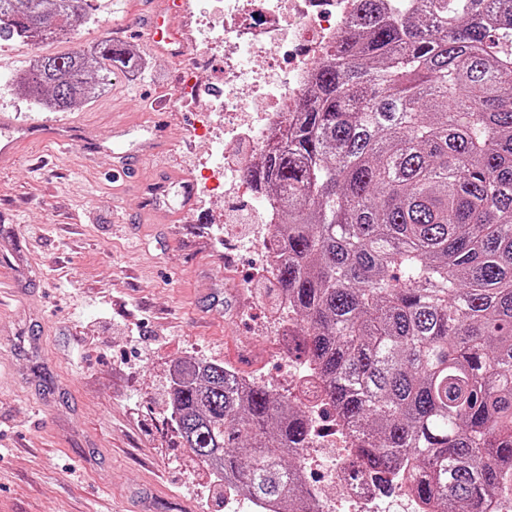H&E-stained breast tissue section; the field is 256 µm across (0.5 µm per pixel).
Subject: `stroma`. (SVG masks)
Returning a JSON list of instances; mask_svg holds the SVG:
<instances>
[{"mask_svg":"<svg viewBox=\"0 0 512 512\" xmlns=\"http://www.w3.org/2000/svg\"><path fill=\"white\" fill-rule=\"evenodd\" d=\"M144 0H90L74 35L47 44L0 43L22 69L103 39L142 64L114 71L109 90L71 113L47 112L0 82L19 118H77L67 150L52 138L23 144L0 166V278L20 300L0 308V512H225L219 473L183 447L167 385L188 357L274 385L288 338L247 282L258 254L252 224L219 218L223 195H195L190 215L165 220L210 161L193 136L198 107L158 122L151 101L177 71L123 19ZM159 126L157 157L114 180L132 146L120 125Z\"/></svg>","mask_w":512,"mask_h":512,"instance_id":"1","label":"stroma"}]
</instances>
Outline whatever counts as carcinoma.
<instances>
[{"instance_id":"1","label":"carcinoma","mask_w":512,"mask_h":512,"mask_svg":"<svg viewBox=\"0 0 512 512\" xmlns=\"http://www.w3.org/2000/svg\"><path fill=\"white\" fill-rule=\"evenodd\" d=\"M277 146L247 177L284 203L272 234L288 359L351 426L353 468L434 512H493L512 483V0H357ZM87 0H0V40L75 32ZM137 55L103 39L37 57L17 92L91 101ZM184 447L243 494L309 512L311 417L221 363L177 364Z\"/></svg>"}]
</instances>
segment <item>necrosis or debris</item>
I'll list each match as a JSON object with an SVG mask.
<instances>
[{"label":"necrosis or debris","mask_w":512,"mask_h":512,"mask_svg":"<svg viewBox=\"0 0 512 512\" xmlns=\"http://www.w3.org/2000/svg\"><path fill=\"white\" fill-rule=\"evenodd\" d=\"M185 9L195 19L190 48L224 61V87L202 114V133L224 129L223 162L193 170L201 189L244 196L247 168L282 128L307 88L317 62L345 34L355 0H224L221 28H213L194 0ZM327 436L325 455H304L303 469L321 467L323 478L311 491L313 512H425L407 483H398L390 501L381 502L369 481L353 480L351 439L335 417L316 425Z\"/></svg>","instance_id":"necrosis-or-debris-1"}]
</instances>
